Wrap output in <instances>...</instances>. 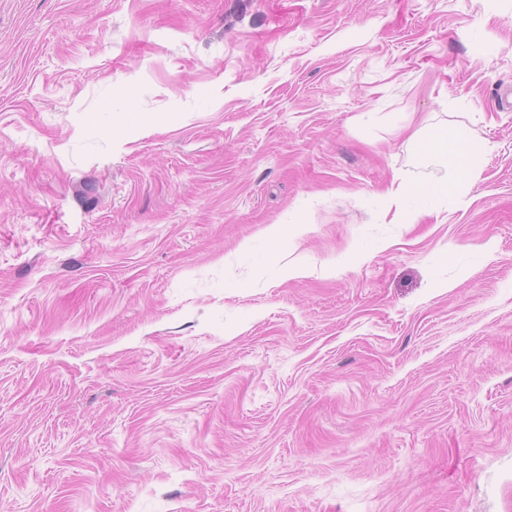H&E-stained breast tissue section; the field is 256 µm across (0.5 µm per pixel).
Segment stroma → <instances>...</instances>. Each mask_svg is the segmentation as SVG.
I'll return each instance as SVG.
<instances>
[{"label": "stroma", "mask_w": 512, "mask_h": 512, "mask_svg": "<svg viewBox=\"0 0 512 512\" xmlns=\"http://www.w3.org/2000/svg\"><path fill=\"white\" fill-rule=\"evenodd\" d=\"M507 87L512 0H0V512H512ZM432 150L442 153L448 167L453 172V179L449 184V197L462 198L468 196L476 181L480 152L469 144H447L437 139L431 146ZM389 210L395 209L393 221L397 224L410 223L407 217L410 215L414 219L419 217L418 213L407 214V202L409 199H429L432 197L439 198L441 200L448 201L447 185L441 187L432 183H399L397 186L392 184V187L387 191L386 194Z\"/></svg>", "instance_id": "stroma-1"}]
</instances>
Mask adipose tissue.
<instances>
[{
    "label": "adipose tissue",
    "mask_w": 512,
    "mask_h": 512,
    "mask_svg": "<svg viewBox=\"0 0 512 512\" xmlns=\"http://www.w3.org/2000/svg\"><path fill=\"white\" fill-rule=\"evenodd\" d=\"M434 151L442 153L453 172V179L449 187H441L431 183H399L391 187L387 194L388 204L394 208V223L403 224L407 221V202L409 199H429L436 197L462 198L468 196L476 181L480 152L470 145L455 146L442 141H435L432 145Z\"/></svg>",
    "instance_id": "1"
}]
</instances>
